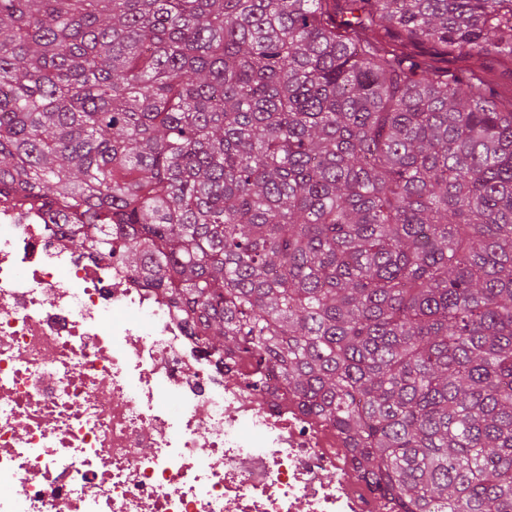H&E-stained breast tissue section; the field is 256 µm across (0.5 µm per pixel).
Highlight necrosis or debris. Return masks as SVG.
Here are the masks:
<instances>
[{
  "mask_svg": "<svg viewBox=\"0 0 512 512\" xmlns=\"http://www.w3.org/2000/svg\"><path fill=\"white\" fill-rule=\"evenodd\" d=\"M344 448L226 381L159 291L0 204V512H386Z\"/></svg>",
  "mask_w": 512,
  "mask_h": 512,
  "instance_id": "1",
  "label": "necrosis or debris"
}]
</instances>
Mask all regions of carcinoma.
<instances>
[{"mask_svg": "<svg viewBox=\"0 0 512 512\" xmlns=\"http://www.w3.org/2000/svg\"><path fill=\"white\" fill-rule=\"evenodd\" d=\"M512 0H0V202L61 215L391 512H512ZM479 65L495 92L509 95L512 91V69L503 66L494 52L486 55Z\"/></svg>", "mask_w": 512, "mask_h": 512, "instance_id": "obj_1", "label": "carcinoma"}]
</instances>
